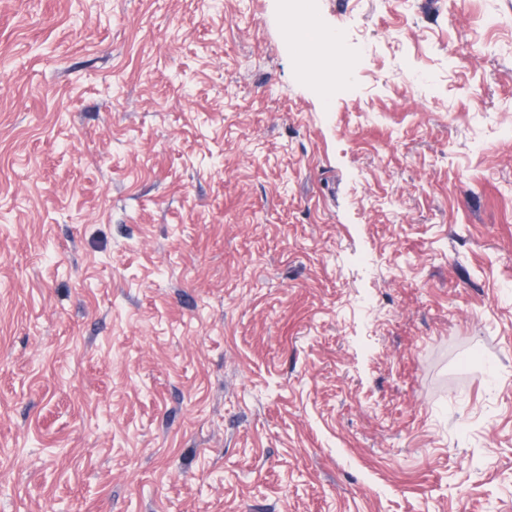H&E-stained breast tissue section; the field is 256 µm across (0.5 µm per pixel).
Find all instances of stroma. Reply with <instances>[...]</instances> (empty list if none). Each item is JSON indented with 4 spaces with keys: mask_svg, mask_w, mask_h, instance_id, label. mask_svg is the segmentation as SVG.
I'll return each instance as SVG.
<instances>
[{
    "mask_svg": "<svg viewBox=\"0 0 512 512\" xmlns=\"http://www.w3.org/2000/svg\"><path fill=\"white\" fill-rule=\"evenodd\" d=\"M0 0V512H512V0Z\"/></svg>",
    "mask_w": 512,
    "mask_h": 512,
    "instance_id": "1",
    "label": "stroma"
}]
</instances>
